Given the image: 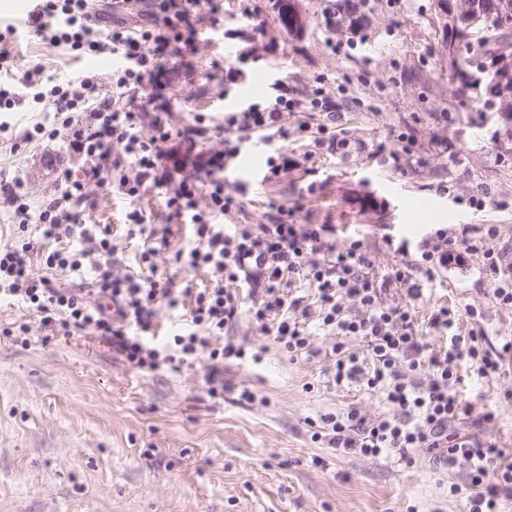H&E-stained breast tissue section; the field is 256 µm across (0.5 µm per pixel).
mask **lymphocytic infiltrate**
Segmentation results:
<instances>
[{"instance_id": "1", "label": "lymphocytic infiltrate", "mask_w": 512, "mask_h": 512, "mask_svg": "<svg viewBox=\"0 0 512 512\" xmlns=\"http://www.w3.org/2000/svg\"><path fill=\"white\" fill-rule=\"evenodd\" d=\"M132 2L32 0L22 25L0 28V112L27 105L44 115L13 137L11 152L62 134L82 161L78 170L60 165L53 192L36 206L20 175L0 171V217L17 229L10 242L0 245V301L25 305L38 320L34 326L21 322L0 329V335L28 336L36 328L65 336L89 330L115 345L134 368L195 374L204 392L220 400L225 391L221 365L245 355L242 346L224 341V330L242 313L292 357L310 352L308 321L317 317L335 338L333 383L381 391L390 411L370 420L353 404L323 414L312 440L348 454L395 452L408 462L414 451L425 449L436 469L466 466L465 482L449 488L463 498L462 512H502L503 504L512 502V454L492 444L453 441L449 430L470 413L455 391L459 360H469L481 375L500 374L512 356V341L496 348L482 334H454L455 317L444 307L420 322L413 303L423 295L422 282L401 268L375 281L370 274L374 262L360 241L329 245L327 225L299 224L283 214L274 224L225 229V216L240 203L225 192L224 171L238 156L241 141L280 130L292 105L288 89L276 85L268 101L228 113L224 123L239 139L217 151L202 148L211 128L201 114L184 130L160 125L153 134H143L128 105L156 69V49L181 41V25L201 0H147L141 22L131 25L122 9ZM30 33L73 57L109 54L119 65L106 83L92 71L61 83L37 68L23 79L29 94L20 95L11 77L9 46ZM304 108L320 113L321 121L314 127L301 124L303 135L318 143L335 136L344 115L324 91H316ZM115 144L121 145L123 160L112 158ZM190 165L195 168L191 175L186 172ZM93 184L116 188L133 201L147 188H164L168 209L192 230L176 260L208 270L215 285L161 284L154 277L151 246L140 252L137 269H123L111 225L84 218ZM496 238L493 224L478 236L465 230L452 237L447 229H437L415 266L422 281H431L462 255L482 254L493 298L512 307V275L501 271ZM36 261L43 272L33 269ZM299 279L310 288V297L296 294ZM349 299L354 308L346 307ZM164 306L179 323L169 336L157 333ZM435 336L450 342L434 347ZM352 338L363 343L366 357L349 351Z\"/></svg>"}]
</instances>
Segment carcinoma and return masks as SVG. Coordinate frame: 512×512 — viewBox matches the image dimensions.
<instances>
[{
    "label": "carcinoma",
    "instance_id": "carcinoma-1",
    "mask_svg": "<svg viewBox=\"0 0 512 512\" xmlns=\"http://www.w3.org/2000/svg\"><path fill=\"white\" fill-rule=\"evenodd\" d=\"M505 39L502 32L494 24L474 26L458 32H447L444 54L448 71L454 76L458 92L472 91L476 94L477 103L492 110L501 105L502 87L496 82L499 71L494 69V52ZM486 69L481 86L472 81V74L478 68Z\"/></svg>",
    "mask_w": 512,
    "mask_h": 512
}]
</instances>
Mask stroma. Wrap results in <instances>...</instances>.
<instances>
[{
	"mask_svg": "<svg viewBox=\"0 0 512 512\" xmlns=\"http://www.w3.org/2000/svg\"><path fill=\"white\" fill-rule=\"evenodd\" d=\"M352 2V18L330 25L336 0H300L308 24L298 35L271 0H220L217 13L190 14L176 45L181 62L132 105L141 130L151 134L158 119L184 128L199 112L222 122L272 97L275 77L301 101L323 88L345 116L353 150L313 147L295 130L318 116L285 114L288 137L247 144L224 176L225 191L242 201L231 223L270 224L278 208H291L298 223L329 225V244L361 240L380 278L406 265L436 228L455 235L494 224L511 267L512 149L493 138L496 115L477 112L449 81L435 0ZM12 51L18 76L38 65L59 79L112 71L111 57L74 61L34 35ZM278 147L290 164L271 177L266 159ZM50 155L66 159L64 139L20 154L2 145L0 167L19 168L36 203L55 186L53 174L33 175ZM477 193L480 210L468 204ZM138 206L168 233L153 257L157 278L212 285L207 271L175 261L189 228L166 208L163 190L147 189ZM388 236L407 244V255L389 251ZM488 280L482 256L465 255L427 283L419 318L448 307L455 333L481 331L501 346L512 339V308L496 303ZM227 337L251 357L226 361L224 378L253 401L228 395L216 404L197 378L141 375L89 332L36 330L25 346L0 336V512H460L449 486L463 471L433 473L426 451L409 466L393 454L345 455L311 441L309 424L322 414L353 403L371 418L388 410L379 394L333 384L332 337L314 336V355L294 360L249 318ZM458 392L471 406L459 431L512 452V376L484 378L470 367ZM487 412L492 421H483Z\"/></svg>",
	"mask_w": 512,
	"mask_h": 512,
	"instance_id": "35a3bbf8",
	"label": "stroma"
}]
</instances>
